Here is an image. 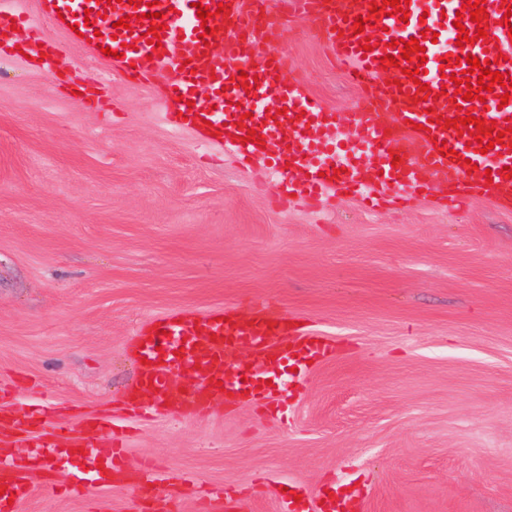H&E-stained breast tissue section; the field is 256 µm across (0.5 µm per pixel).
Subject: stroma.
<instances>
[{
  "instance_id": "stroma-1",
  "label": "stroma",
  "mask_w": 512,
  "mask_h": 512,
  "mask_svg": "<svg viewBox=\"0 0 512 512\" xmlns=\"http://www.w3.org/2000/svg\"><path fill=\"white\" fill-rule=\"evenodd\" d=\"M277 50L330 110L359 91L300 14L266 0ZM57 50L41 61L45 42ZM159 74L133 81L65 31L21 28L0 52V407L53 400L80 430L128 429L124 468L187 472L176 512H280L286 495L354 493L363 512H512V205L436 195L366 210L354 196L275 200L263 156L164 120ZM267 300L332 354L298 378L286 418L244 401L141 421L123 394L154 318L247 314ZM30 475L21 512H145L131 482Z\"/></svg>"
}]
</instances>
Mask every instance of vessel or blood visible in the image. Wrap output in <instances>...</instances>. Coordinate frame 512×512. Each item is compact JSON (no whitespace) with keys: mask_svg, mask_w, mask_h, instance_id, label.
Returning a JSON list of instances; mask_svg holds the SVG:
<instances>
[{"mask_svg":"<svg viewBox=\"0 0 512 512\" xmlns=\"http://www.w3.org/2000/svg\"><path fill=\"white\" fill-rule=\"evenodd\" d=\"M159 12L165 26L160 45L149 44L145 34L150 26L144 14L147 0H129L123 10L111 9L107 0H41L42 16L51 25L82 34L81 42L93 51L103 48L123 50L116 65L123 76L145 79L166 69L174 78L168 84L164 100L166 121L176 131L193 129L216 134L219 143L242 159L264 154L280 200L297 194L312 199L328 192L357 196L370 208L406 201L431 192L447 175L458 183L469 180V165L490 170L489 184H476L475 192L498 198L512 196V103L501 105L505 86L512 82V29L502 22L512 0H486L489 14L488 38L457 46L455 26L464 0H411L407 21L397 16L372 11L370 0H293L299 13L313 22L330 46V52L344 68L350 83L366 91L362 107L350 112H330L306 93L298 82L288 79L289 57L272 50L255 53L253 34L262 31L273 39L271 24H259L263 0H159ZM209 7L212 15L200 21L198 6ZM133 16L131 28L120 27L121 15ZM366 21L363 33H355L356 18ZM212 27L224 36L223 52H216L200 38L203 27ZM418 39L427 60L423 82L429 90H420L396 67L382 69L385 55L401 56L403 43ZM372 51H364L365 41ZM491 59V71L504 77V85L494 86L486 101H466L456 95L455 84L446 76L468 70L467 56ZM389 72L393 81L378 83L381 72ZM257 76V85L247 89L242 75ZM453 94L455 105L472 116L492 120L505 137L487 154H479L478 142L457 128L431 122L427 110L435 106L438 92ZM256 105L253 117H244L242 103ZM285 109L290 128H282L272 113ZM392 109L390 121L380 112ZM261 134V143L246 139L248 130ZM446 142L450 155L439 153V142ZM370 159L377 172L374 186L361 178L363 159ZM132 353L138 359V377L128 389L127 406L143 418L158 414H187L204 404L219 407L247 398L269 409L281 406L278 391L256 376L259 366L302 369L307 363L325 358L330 345L318 333L298 331L291 316L274 305L254 304L248 316H230L223 321L217 311L199 313L181 310L155 319L148 329L137 332ZM187 351V358L176 357V350ZM247 350L251 360L239 371L224 369V355ZM189 365L202 389L190 398L175 395L169 382L173 368ZM251 376L249 385L239 383L240 373ZM52 411L38 408L29 412L25 422L0 411V440L27 446L30 461L0 458V512H20L31 489V464L68 462L71 451L81 448L83 474L68 485L74 495H82L88 485L100 489L112 486V475L123 464V454L115 442L91 444L82 438H63ZM169 480L165 470L147 466L137 473V490L153 498L155 512H170L169 499L156 491ZM281 512H350L339 502L302 503L286 499Z\"/></svg>","mask_w":512,"mask_h":512,"instance_id":"1","label":"vessel or blood"}]
</instances>
